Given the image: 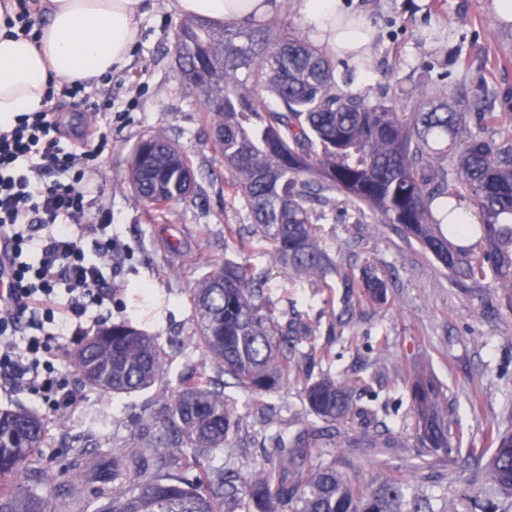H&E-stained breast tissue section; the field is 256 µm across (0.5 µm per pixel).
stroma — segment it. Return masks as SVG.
<instances>
[{
    "label": "stroma",
    "mask_w": 512,
    "mask_h": 512,
    "mask_svg": "<svg viewBox=\"0 0 512 512\" xmlns=\"http://www.w3.org/2000/svg\"><path fill=\"white\" fill-rule=\"evenodd\" d=\"M347 2L364 8L376 31L366 64L335 61L337 76H350V90L376 94L387 87L410 109L434 100L463 112L474 111L479 81L512 92V27H500L485 0ZM181 21L169 0H150L130 62L95 88L113 101L101 203L112 210L113 237L129 248L112 273L118 290L112 319L157 336L171 354L168 373L162 384L112 397L72 372L83 402L77 410L46 418L48 439L36 451L44 472L34 488L63 508L74 493L75 471L111 460L116 449L134 447L137 419H149L170 400L183 372H218L192 342L186 290L211 263L242 262V255L225 246L224 233L247 223L248 216L227 188L229 174L211 147L204 112L182 80L174 41ZM158 133L191 156L195 174L192 199L163 214L148 209L128 182L136 143ZM318 234L352 278H360L368 265L385 274L380 302L334 278L317 284L276 273L265 289L277 317H295L315 329L299 345L315 354L310 380L331 376L351 384L357 412L334 439L340 472L356 485L385 478L425 487L435 512L451 505L456 512H474L472 502L483 497L484 487L471 477L486 462L485 433L493 425L512 428V309L492 305V280L458 285L429 252L404 242L390 225L357 224L340 215L319 225ZM173 241L179 242V253L170 251ZM422 374L445 394L462 435L446 455L428 453L416 438L409 388ZM226 396L241 418L230 443L245 451L249 469H257L263 450L251 402L235 387ZM265 399L280 412L274 427L292 430L311 416L299 382L289 381ZM388 427L394 447L379 450L363 438L364 431ZM424 459L434 474L428 483L416 469Z\"/></svg>",
    "instance_id": "1"
}]
</instances>
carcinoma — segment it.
Returning a JSON list of instances; mask_svg holds the SVG:
<instances>
[{"instance_id": "carcinoma-1", "label": "carcinoma", "mask_w": 512, "mask_h": 512, "mask_svg": "<svg viewBox=\"0 0 512 512\" xmlns=\"http://www.w3.org/2000/svg\"><path fill=\"white\" fill-rule=\"evenodd\" d=\"M186 88L203 106L214 151L229 173L250 224L229 229L226 242L246 253L266 243L269 267L214 266L190 289L194 334L207 356L262 413L264 395L308 371L312 354L295 341L311 325L281 322L265 297L272 268L324 281L348 274L320 246L316 225L351 206L357 224H391L430 252L457 282L492 277L496 299L512 309V113L458 112L432 101L415 112L395 98L372 100L336 79L334 59L288 31L226 24L218 30L190 18L175 32ZM188 155L157 134L139 142L130 182L157 209L192 197ZM477 207V224H448L437 205ZM364 287L383 298L372 270ZM159 339L119 322L75 348L71 364L106 394H131L166 379ZM417 438L431 453L452 448L451 423L433 383L410 386ZM302 399L323 425L302 421L288 434L263 437V465L245 472L229 438L239 422L224 385L205 373L187 375L170 403L144 425L138 448H119L88 480L104 500L100 512H435L421 488L409 493L387 479L354 486L327 450L330 429L354 414L349 385L333 377L307 383ZM43 420L0 411V512H60L49 498L17 483L39 467ZM483 470V512H512V431L491 428Z\"/></svg>"}]
</instances>
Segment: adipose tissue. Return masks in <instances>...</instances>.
I'll list each match as a JSON object with an SVG mask.
<instances>
[{
	"label": "adipose tissue",
	"instance_id": "1",
	"mask_svg": "<svg viewBox=\"0 0 512 512\" xmlns=\"http://www.w3.org/2000/svg\"><path fill=\"white\" fill-rule=\"evenodd\" d=\"M310 41L338 57L356 60L373 48V31L364 15L344 0H289ZM282 0H171L177 14L217 24L269 22ZM15 0H0V124L20 112L41 109L49 81L97 85L121 69L138 41L136 22L144 0H41V44L25 36L10 38L5 12Z\"/></svg>",
	"mask_w": 512,
	"mask_h": 512
}]
</instances>
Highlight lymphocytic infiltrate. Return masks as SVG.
Here are the masks:
<instances>
[{
    "mask_svg": "<svg viewBox=\"0 0 512 512\" xmlns=\"http://www.w3.org/2000/svg\"><path fill=\"white\" fill-rule=\"evenodd\" d=\"M79 99L90 113L71 144L50 102ZM47 109L0 127V391L25 392L48 412L75 408L76 385L59 366L63 342H81L112 317L105 272L122 250L112 212L99 206L101 158L112 101L83 83L49 84Z\"/></svg>",
    "mask_w": 512,
    "mask_h": 512,
    "instance_id": "lymphocytic-infiltrate-1",
    "label": "lymphocytic infiltrate"
}]
</instances>
